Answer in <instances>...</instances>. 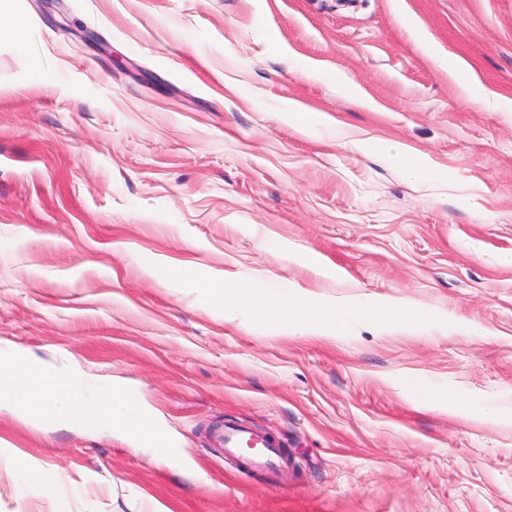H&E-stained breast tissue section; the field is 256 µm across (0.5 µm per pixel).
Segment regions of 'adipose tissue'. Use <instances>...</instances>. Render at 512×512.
I'll return each mask as SVG.
<instances>
[{
	"label": "adipose tissue",
	"mask_w": 512,
	"mask_h": 512,
	"mask_svg": "<svg viewBox=\"0 0 512 512\" xmlns=\"http://www.w3.org/2000/svg\"><path fill=\"white\" fill-rule=\"evenodd\" d=\"M31 22L17 0H0V42L28 49ZM224 318L261 321L294 330H317L328 336L344 335L363 316L396 326H426L436 315L403 301H379L368 308L347 303L326 304L302 291L256 280L225 285L219 292ZM16 408L28 417L59 422H83L100 427L115 420L130 422L139 415L135 398L100 386L86 375L48 368L28 354L0 349V406Z\"/></svg>",
	"instance_id": "1"
}]
</instances>
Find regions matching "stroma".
Segmentation results:
<instances>
[{"label":"stroma","mask_w":512,"mask_h":512,"mask_svg":"<svg viewBox=\"0 0 512 512\" xmlns=\"http://www.w3.org/2000/svg\"><path fill=\"white\" fill-rule=\"evenodd\" d=\"M23 7L28 53L0 45V348L131 391L170 447L1 410L0 512H512V0ZM247 277L439 322L225 321L199 284ZM227 423L281 458L244 466ZM288 121H294L308 130L316 129L317 126L321 125L338 139L344 135V130L326 114L313 115V113L302 112L292 108L288 113Z\"/></svg>","instance_id":"35a3bbf8"}]
</instances>
